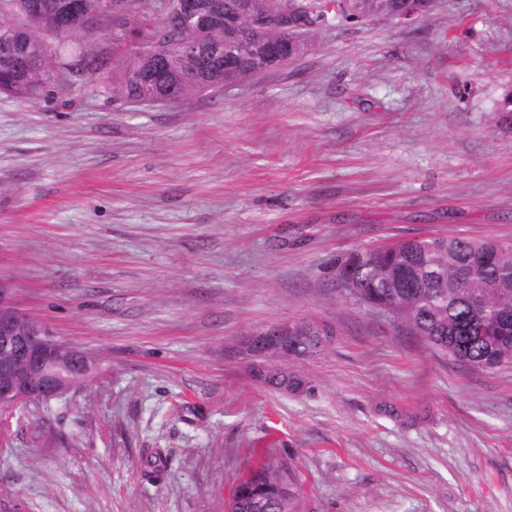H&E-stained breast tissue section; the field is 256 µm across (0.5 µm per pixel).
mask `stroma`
I'll return each mask as SVG.
<instances>
[{
	"label": "stroma",
	"instance_id": "stroma-1",
	"mask_svg": "<svg viewBox=\"0 0 512 512\" xmlns=\"http://www.w3.org/2000/svg\"><path fill=\"white\" fill-rule=\"evenodd\" d=\"M308 39L175 105L101 74L0 94V272L96 361L50 421L7 415L11 512H224L267 461L307 512H512V372L461 369L331 274L407 239L512 241V0ZM303 318L336 330L287 363L312 390H268L242 342ZM291 33L292 30H284L285 40L281 45L274 46L272 49H270L267 56V68H263L259 73L265 72L267 69L269 70L271 68L288 63V61L302 54L301 50L298 48V44L301 39L289 40Z\"/></svg>",
	"mask_w": 512,
	"mask_h": 512
}]
</instances>
